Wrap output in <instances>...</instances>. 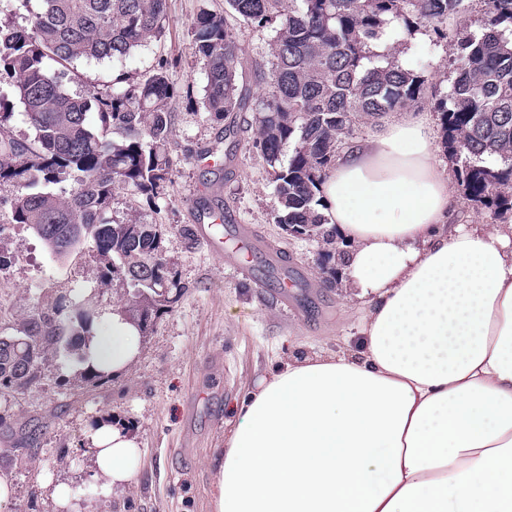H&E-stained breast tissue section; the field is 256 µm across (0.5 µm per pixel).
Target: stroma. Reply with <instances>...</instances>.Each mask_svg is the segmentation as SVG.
<instances>
[{"label":"stroma","instance_id":"1","mask_svg":"<svg viewBox=\"0 0 512 512\" xmlns=\"http://www.w3.org/2000/svg\"><path fill=\"white\" fill-rule=\"evenodd\" d=\"M203 8L223 13L224 0H167L164 34L122 70L136 83L161 67L179 84L170 103L173 172L152 200L115 189L108 213L116 223L160 225L163 253L183 289L126 373L90 385L80 363L53 360L27 390L0 392V419L36 431L31 440L0 436V472L12 475L16 489L8 512H55L50 479L68 481L87 512H212V459L242 400L288 357L335 352L357 336V307L344 300L321 243L275 224L269 167L247 141L234 149L216 141L218 127L201 109L203 65L191 50L193 20ZM402 50L409 68L448 85L446 42L421 28L403 36ZM211 147L219 159L232 153L231 175L201 160ZM16 194L12 183H0V254L9 259L0 268V333L11 334L33 306L62 296L92 300L94 330L108 333L123 287L103 285L91 249L53 263L30 230L11 223ZM215 194L249 232L235 263L182 234L196 222L199 199ZM103 415L130 423L140 442L139 482L118 495L101 493L86 474L85 434Z\"/></svg>","mask_w":512,"mask_h":512}]
</instances>
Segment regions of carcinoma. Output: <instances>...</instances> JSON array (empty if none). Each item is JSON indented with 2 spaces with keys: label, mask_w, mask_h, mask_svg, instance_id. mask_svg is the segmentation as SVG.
Returning <instances> with one entry per match:
<instances>
[{
  "label": "carcinoma",
  "mask_w": 512,
  "mask_h": 512,
  "mask_svg": "<svg viewBox=\"0 0 512 512\" xmlns=\"http://www.w3.org/2000/svg\"><path fill=\"white\" fill-rule=\"evenodd\" d=\"M18 1L37 7L25 26L0 25V72L13 79L0 87V182L17 188L11 221L30 229L55 261L90 244L107 260L104 280L132 290L123 313L145 335L182 286L158 225L117 224L106 213L115 186L152 199L169 180L177 87L162 67L135 84L119 77L100 96L71 93L66 83L79 63L118 67L162 36L165 0H0V14ZM482 2L483 31L451 36L448 18L464 0H225L222 16L200 9L192 51L204 68L202 109L222 139L252 131L250 150L272 171L275 223L303 226L327 246L326 260L336 258L334 227L320 210L322 180L357 119L416 102L428 82L400 63V43L373 50L390 24L408 34L431 27L437 40H450L453 78L432 93L445 148L462 162L458 179L469 200L512 210V0ZM274 18L264 59L245 69L230 20L263 28ZM16 104L35 128L30 141L10 130ZM92 112L97 132L88 125ZM68 181L74 185L58 194L36 190ZM97 318L91 305L64 296L32 308L15 334L0 336V390L27 389L61 353L85 362Z\"/></svg>",
  "instance_id": "carcinoma-1"
}]
</instances>
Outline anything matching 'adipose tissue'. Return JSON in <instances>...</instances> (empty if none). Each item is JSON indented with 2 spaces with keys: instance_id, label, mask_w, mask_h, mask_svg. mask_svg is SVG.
<instances>
[{
  "instance_id": "obj_1",
  "label": "adipose tissue",
  "mask_w": 512,
  "mask_h": 512,
  "mask_svg": "<svg viewBox=\"0 0 512 512\" xmlns=\"http://www.w3.org/2000/svg\"><path fill=\"white\" fill-rule=\"evenodd\" d=\"M428 113L382 120L320 187L359 339L263 377L219 449L213 512H512V224H452ZM139 328L113 313L86 365L117 376ZM91 478H139L127 423L98 420Z\"/></svg>"
}]
</instances>
